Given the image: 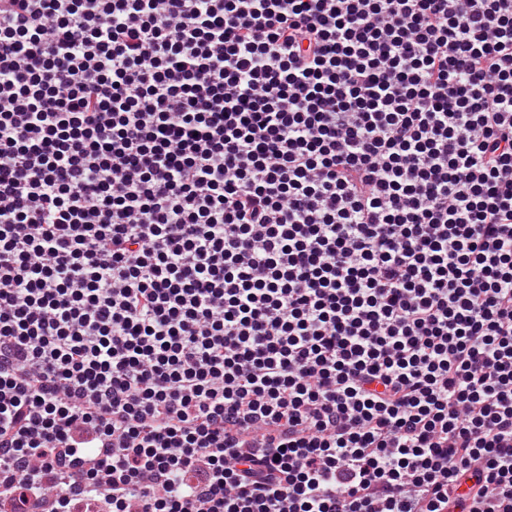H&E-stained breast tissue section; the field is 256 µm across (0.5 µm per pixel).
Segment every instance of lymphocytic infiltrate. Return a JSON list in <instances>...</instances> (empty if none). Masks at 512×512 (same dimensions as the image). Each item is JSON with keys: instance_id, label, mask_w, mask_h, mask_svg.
Masks as SVG:
<instances>
[{"instance_id": "f902f5d3", "label": "lymphocytic infiltrate", "mask_w": 512, "mask_h": 512, "mask_svg": "<svg viewBox=\"0 0 512 512\" xmlns=\"http://www.w3.org/2000/svg\"><path fill=\"white\" fill-rule=\"evenodd\" d=\"M512 512V0H0V506Z\"/></svg>"}]
</instances>
